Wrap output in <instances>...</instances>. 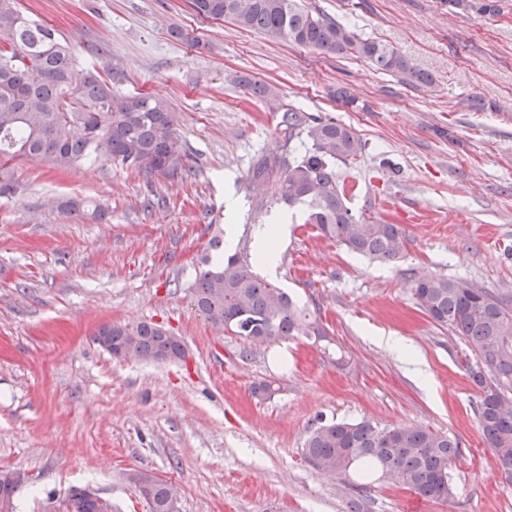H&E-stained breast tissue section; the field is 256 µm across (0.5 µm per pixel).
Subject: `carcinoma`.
<instances>
[{"mask_svg": "<svg viewBox=\"0 0 512 512\" xmlns=\"http://www.w3.org/2000/svg\"><path fill=\"white\" fill-rule=\"evenodd\" d=\"M190 7L213 20L229 19L245 30L273 40L370 62L403 82L431 78L386 43L363 38L334 18L315 16L301 0H191ZM105 75L81 67L65 40L49 25L25 15L17 0H0V196L17 189L15 159L40 160L58 169L79 162L110 164L146 177L173 178L188 167L189 155L176 129L171 104L140 93L120 95ZM248 94L268 101L265 83L239 80ZM279 125L302 149L283 156H262L253 164L248 185L268 186L277 205L297 209L318 235L372 261L402 257L407 239L398 224L369 222L353 214L351 188L339 179L336 163L362 151L355 132L333 118L306 115L281 106ZM62 208L102 221L107 211L69 199ZM411 292L418 308L448 327L467 344L473 358L470 377L479 389L478 427L499 468L512 472V298L463 279L416 276ZM194 307L215 326L246 341L270 345L303 336L329 341V330L311 312L253 270L247 249L235 251L202 272L192 285ZM112 341L118 359L143 362L182 360L181 340L153 322L108 323L95 338ZM459 444L445 433L419 426L378 427L369 421L318 418L305 441L304 458L335 476L356 470L380 473L436 501L452 496L449 467ZM128 480L146 493L150 512H170V482L148 469L133 470ZM25 483L0 482V500L16 504ZM66 512H94L82 488L71 491Z\"/></svg>", "mask_w": 512, "mask_h": 512, "instance_id": "1", "label": "carcinoma"}]
</instances>
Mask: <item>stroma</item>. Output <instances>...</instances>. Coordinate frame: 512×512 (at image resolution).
Listing matches in <instances>:
<instances>
[{
	"label": "stroma",
	"instance_id": "stroma-1",
	"mask_svg": "<svg viewBox=\"0 0 512 512\" xmlns=\"http://www.w3.org/2000/svg\"><path fill=\"white\" fill-rule=\"evenodd\" d=\"M304 2L393 46L431 84L202 18L189 0H19L82 67H100L105 48L119 93L168 100L191 161L173 179L26 161L16 193L0 197V468L30 476L18 512H65L77 486L114 512H147L126 478L141 468L177 487L179 512H349L354 499L365 512H512V479L475 418L470 352L411 294L412 277L437 275L512 296V0L492 14L448 0ZM239 76L274 85L276 101L252 99ZM280 103L353 129L363 151L336 167L353 212L408 238L390 263L305 224L279 248L271 281L328 326L342 368L301 338L259 347L227 335L192 303L196 276L221 256L214 241L256 252L258 225L287 212L246 181L259 153L285 148ZM69 198L107 207L105 221L66 213ZM141 321L180 336L185 358L116 360L94 340L102 324ZM263 381L280 391L254 396ZM320 414L457 439L452 496L322 474L302 454Z\"/></svg>",
	"mask_w": 512,
	"mask_h": 512
}]
</instances>
